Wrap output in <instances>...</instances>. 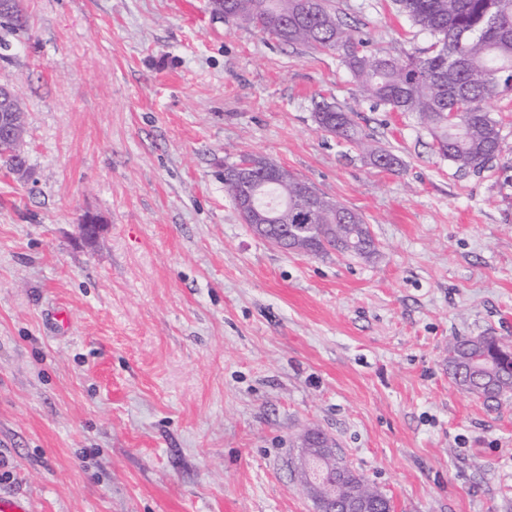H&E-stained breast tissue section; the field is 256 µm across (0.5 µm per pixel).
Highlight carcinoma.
I'll use <instances>...</instances> for the list:
<instances>
[{
  "label": "carcinoma",
  "mask_w": 512,
  "mask_h": 512,
  "mask_svg": "<svg viewBox=\"0 0 512 512\" xmlns=\"http://www.w3.org/2000/svg\"><path fill=\"white\" fill-rule=\"evenodd\" d=\"M224 17L247 22L289 44L331 49L367 97L394 112L416 115L439 153L460 171H479L500 152L497 122L486 101L512 78V0H395L413 25L434 38L428 55L392 57L366 49V40L327 10L325 0H214ZM316 120L346 140L360 139L348 113L324 102ZM373 164L391 170V152L368 150ZM297 208L302 198L292 175L267 188L261 201ZM314 256L332 251L369 260L377 245L361 214L324 198L316 212ZM512 349L495 336L457 338L448 345V374L464 391L498 408L512 393Z\"/></svg>",
  "instance_id": "obj_1"
}]
</instances>
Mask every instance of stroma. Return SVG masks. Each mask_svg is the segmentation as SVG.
Wrapping results in <instances>:
<instances>
[{
	"label": "stroma",
	"instance_id": "stroma-1",
	"mask_svg": "<svg viewBox=\"0 0 512 512\" xmlns=\"http://www.w3.org/2000/svg\"><path fill=\"white\" fill-rule=\"evenodd\" d=\"M326 4L381 54L432 42L394 0ZM19 7L26 32L0 26L28 166L0 167V492L31 512H315V429L393 512H512V403L448 373L455 338L512 344V91L486 103L499 156L461 172L336 51L210 0ZM319 101L365 146L320 128ZM244 154L360 213L377 256L254 235L224 192Z\"/></svg>",
	"mask_w": 512,
	"mask_h": 512
}]
</instances>
